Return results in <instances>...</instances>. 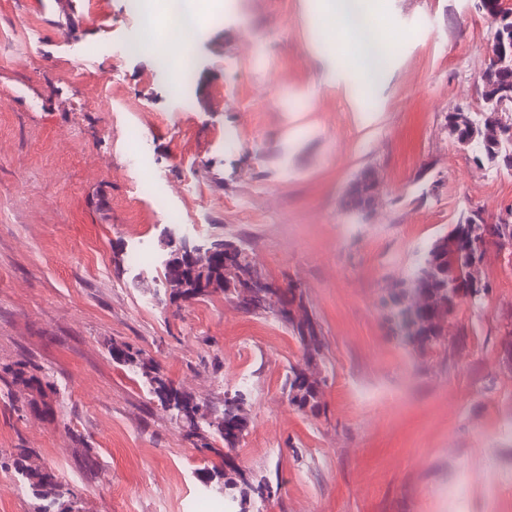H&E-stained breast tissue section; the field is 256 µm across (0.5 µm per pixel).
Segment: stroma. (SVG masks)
<instances>
[{"label": "stroma", "instance_id": "35a3bbf8", "mask_svg": "<svg viewBox=\"0 0 512 512\" xmlns=\"http://www.w3.org/2000/svg\"><path fill=\"white\" fill-rule=\"evenodd\" d=\"M223 2L190 47L180 111L159 57L122 51L145 24L127 0H0V485L26 448L80 512H231L200 491L214 455L113 360L125 343L210 405L243 394L235 463L271 487L267 512H454V495L512 512V256L490 254L482 308L460 303L426 350L380 306L469 209L512 205V169L477 164L446 124L481 108L492 19L477 0H381L401 38L366 94L313 40L319 0ZM367 170L365 221L343 201ZM172 224L303 285L324 337L317 414L283 390L302 359L287 325L221 295L175 311L154 262L116 272ZM19 366L52 377L46 404L29 407Z\"/></svg>", "mask_w": 512, "mask_h": 512}]
</instances>
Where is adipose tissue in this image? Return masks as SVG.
<instances>
[{"label":"adipose tissue","mask_w":512,"mask_h":512,"mask_svg":"<svg viewBox=\"0 0 512 512\" xmlns=\"http://www.w3.org/2000/svg\"><path fill=\"white\" fill-rule=\"evenodd\" d=\"M336 56H349L362 89L371 90L377 68L392 46L393 28L388 16L370 0H325Z\"/></svg>","instance_id":"adipose-tissue-1"}]
</instances>
